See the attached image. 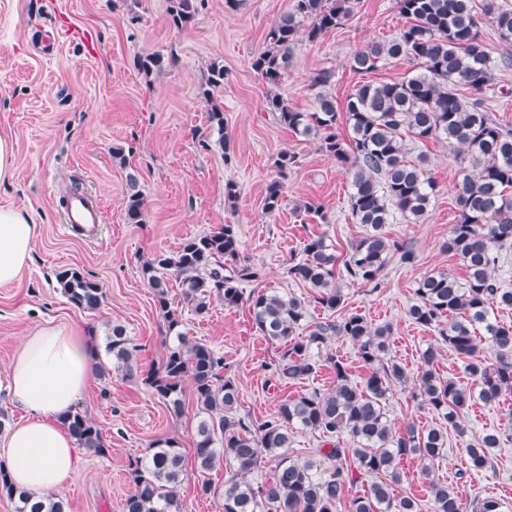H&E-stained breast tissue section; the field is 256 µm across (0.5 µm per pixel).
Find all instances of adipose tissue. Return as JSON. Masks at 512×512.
I'll use <instances>...</instances> for the list:
<instances>
[{
    "instance_id": "ef3b65f1",
    "label": "adipose tissue",
    "mask_w": 512,
    "mask_h": 512,
    "mask_svg": "<svg viewBox=\"0 0 512 512\" xmlns=\"http://www.w3.org/2000/svg\"><path fill=\"white\" fill-rule=\"evenodd\" d=\"M36 233L27 210L0 206V286L21 276ZM96 354L90 337L53 327L21 340L9 388L28 418L0 440V457L13 485L34 497L57 493L76 473V444L62 417L82 397Z\"/></svg>"
}]
</instances>
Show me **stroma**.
I'll return each instance as SVG.
<instances>
[{"mask_svg": "<svg viewBox=\"0 0 512 512\" xmlns=\"http://www.w3.org/2000/svg\"><path fill=\"white\" fill-rule=\"evenodd\" d=\"M168 0H0V131L11 134L15 153L12 181L0 184V206L23 205L37 224L32 259L22 276L0 286V408L12 423L26 412L11 398L8 372L22 336L41 326L64 327L84 335L104 336L107 324L125 326L138 345L142 370L159 367L165 354V321L141 273L157 252H173L190 236L223 224L239 229L241 255L261 268L263 288L282 295L306 294L287 275L309 236L325 235L337 253L347 252L364 232L349 208L351 180L345 167L265 112L267 85L251 68L269 27L293 8V0H242L235 9L224 0H202L192 24L175 32L168 23ZM52 13L62 32L53 57L40 50L46 34L41 21ZM404 23L395 0H356L351 19L311 43L298 39L280 86L289 104L310 110L313 93L308 77L323 61L336 66L328 92L344 103L359 74L350 68L354 53L384 39ZM160 55L161 73L144 74L138 62ZM224 67V84L213 101L199 93L211 64ZM224 109L229 152L203 148L210 139L206 114L211 103ZM123 148L126 162L112 157ZM429 158L437 192L429 215L419 223L387 225L395 239L416 254L412 264L390 257L375 292L338 280L344 309L392 327L390 356L416 375L421 354L438 333L414 324L407 311L414 288L425 274L444 271L464 279L458 257L443 247L459 210L455 183L456 150L445 142L419 146ZM296 153L297 164L279 177L273 161L278 152ZM136 177L145 200L141 223L125 213L129 177ZM283 182V203L263 213L269 183ZM236 182L239 195L229 201L224 185ZM84 191L101 204L103 222L95 238L63 227L59 194ZM323 205L324 218L302 210L304 203ZM73 268L99 284L104 301L95 314L82 312L57 288L59 271ZM183 330L224 355V373L240 389L238 412L254 420L275 413L280 401L331 387L334 377L320 367L313 378L294 385L275 384L268 366L280 350L253 325L247 306L214 305L204 317L185 314ZM413 384L393 386L387 416L402 428L440 425L439 416L413 401ZM76 411L90 417L103 432L107 451H81L76 474L60 492L68 512H123L131 490L132 463L148 453L157 439L179 441L186 458L179 488L183 512H219L216 497L198 492L202 482L220 489L227 476L218 468L202 473L194 467L196 406L186 398L181 417L170 416L140 382L91 377ZM465 435L449 433L448 451L434 466L435 476L459 487L463 512L477 503L496 501L497 512H512V395L499 403H476L464 415ZM497 430L503 441L491 466L473 469L465 445ZM424 463L415 455L401 458L395 498L409 497L421 512H431Z\"/></svg>", "mask_w": 512, "mask_h": 512, "instance_id": "1", "label": "stroma"}]
</instances>
